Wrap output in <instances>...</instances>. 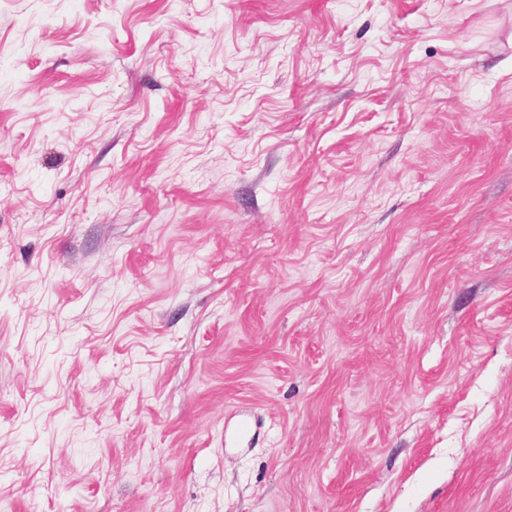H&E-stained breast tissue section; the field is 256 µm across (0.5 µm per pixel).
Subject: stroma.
Listing matches in <instances>:
<instances>
[{
  "label": "stroma",
  "instance_id": "35a3bbf8",
  "mask_svg": "<svg viewBox=\"0 0 512 512\" xmlns=\"http://www.w3.org/2000/svg\"><path fill=\"white\" fill-rule=\"evenodd\" d=\"M0 512H512V0H0Z\"/></svg>",
  "mask_w": 512,
  "mask_h": 512
}]
</instances>
